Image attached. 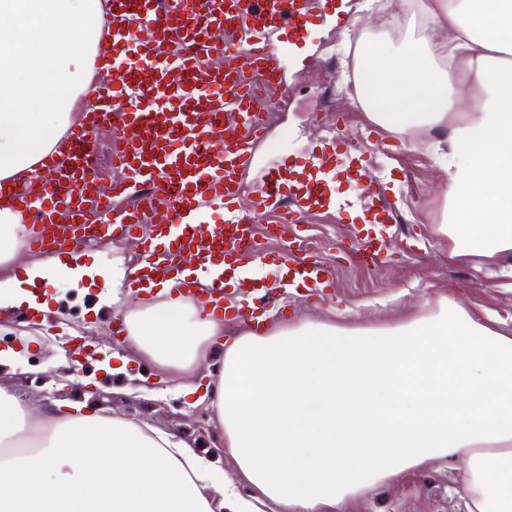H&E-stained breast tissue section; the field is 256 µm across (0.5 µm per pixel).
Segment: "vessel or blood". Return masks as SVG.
I'll list each match as a JSON object with an SVG mask.
<instances>
[{"instance_id":"1","label":"vessel or blood","mask_w":512,"mask_h":512,"mask_svg":"<svg viewBox=\"0 0 512 512\" xmlns=\"http://www.w3.org/2000/svg\"><path fill=\"white\" fill-rule=\"evenodd\" d=\"M108 42L95 58L108 82L91 86L96 104L89 120L70 129L63 150L48 160L40 192L27 184L0 186V200L19 205L32 230L31 251L47 256L85 246L87 240L122 237L136 241L137 269L123 285L148 293L152 284L175 281L181 295L198 298L206 311L236 320L224 306L228 289L265 304L274 286L317 295L328 288V269L316 260L286 251L273 282L232 274L257 251L256 225L272 208L299 220L335 203L320 179L324 169L343 167L366 202L365 221L392 224L387 186L372 178L368 162L344 137L306 158L284 156L268 166L262 189L250 208L238 205L239 179L254 159L253 147L266 128L270 106H283L278 61L270 40L284 34L300 43L312 23V0H109ZM146 35H138L141 23ZM249 71H242L240 58ZM277 91L263 102L258 88ZM112 129V164L122 170L111 194L96 188L98 126ZM137 199L133 208L123 198ZM224 211L223 224L207 227L210 210ZM153 223V237L139 230ZM175 236L171 248L156 241ZM383 239H360L363 261L381 262ZM227 269L209 281L196 278L217 260Z\"/></svg>"}]
</instances>
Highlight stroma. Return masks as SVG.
I'll return each instance as SVG.
<instances>
[{
	"mask_svg": "<svg viewBox=\"0 0 512 512\" xmlns=\"http://www.w3.org/2000/svg\"><path fill=\"white\" fill-rule=\"evenodd\" d=\"M369 2L349 0L353 23L347 29L318 22L311 25L306 46L279 44L280 88L288 93L290 103L287 109L271 113L266 133L254 147L253 165L240 177V201L248 203L255 194L262 169L285 154L312 153L326 143L332 129L350 137L371 158L375 176L391 188L390 200L401 223L388 238L383 263L376 267L359 259L360 220L351 212L354 192L348 183L338 184L340 200L335 208L307 217L304 223H278L271 217L258 223L261 248L250 258L256 276H272L288 245L332 273V285L322 298L292 292L283 308L266 312L264 324L272 329L298 319H320L349 327L379 326L429 312L449 298L491 319L498 331L511 336L512 254L502 256L494 268L453 264L447 243L432 232L445 205V175L432 146L446 138V130L422 132L408 147L401 136L369 122L362 109L338 100L326 108L317 97L312 80L326 58L347 55L352 43L376 33L384 19L404 16L402 0H389L382 12L370 8ZM136 258L133 242L102 240L100 247L64 260L67 266L86 268L83 292L71 289L61 276L48 283L54 311L49 320L31 322L1 308L0 350L14 351L18 368L15 374H0V387L22 396L24 405L38 414L55 401L77 398L75 386L61 385L60 375L93 373L101 383L94 395L99 408L180 435L203 455L220 457L219 429L214 421L199 419L210 412L209 402L195 405L180 396L148 360H135L126 372L108 374L96 369L104 352L77 351L86 341L79 331L82 324L96 323L108 333L113 319L138 306V298L125 291L120 303H113L112 286L101 277L118 262L133 268ZM127 386L132 394H124ZM462 485L461 470L446 461L434 462L364 490L348 512H466L458 494Z\"/></svg>",
	"mask_w": 512,
	"mask_h": 512,
	"instance_id": "1",
	"label": "stroma"
}]
</instances>
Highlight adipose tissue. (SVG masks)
<instances>
[{
  "instance_id": "adipose-tissue-1",
  "label": "adipose tissue",
  "mask_w": 512,
  "mask_h": 512,
  "mask_svg": "<svg viewBox=\"0 0 512 512\" xmlns=\"http://www.w3.org/2000/svg\"><path fill=\"white\" fill-rule=\"evenodd\" d=\"M104 0H0V180L62 149L73 105L105 41ZM429 31L371 44L359 73L368 119L406 136L448 126V260L491 266L512 252V0H438ZM476 103L455 112L453 69ZM30 230L0 207V264ZM48 258L0 282V307H38ZM174 282L125 318L138 356L181 378L207 349L224 360L207 389L238 476L282 512H345L357 493L421 464H464L467 512H512V336L450 299L370 328L303 320L225 339L224 323L182 303ZM31 411L0 387V512H260L221 460L184 438L80 402L57 404L31 451Z\"/></svg>"
}]
</instances>
